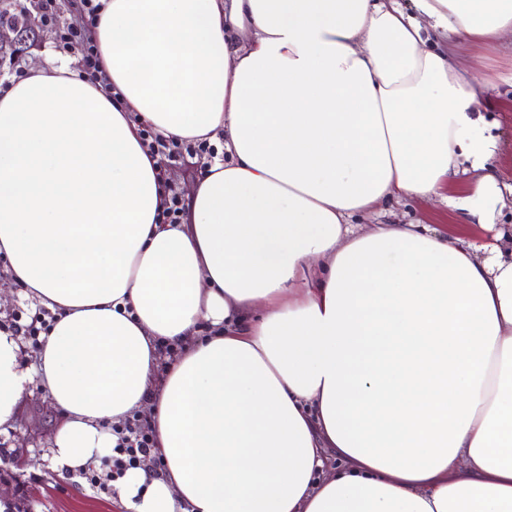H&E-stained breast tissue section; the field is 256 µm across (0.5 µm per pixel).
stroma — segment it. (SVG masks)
<instances>
[{
    "label": "stroma",
    "mask_w": 512,
    "mask_h": 512,
    "mask_svg": "<svg viewBox=\"0 0 512 512\" xmlns=\"http://www.w3.org/2000/svg\"><path fill=\"white\" fill-rule=\"evenodd\" d=\"M375 219L433 228L454 222L443 207L410 200L387 202ZM32 390L34 395L27 399L15 431L0 436V448L23 450L29 461L23 469L0 470V512H119L113 493L90 489L81 479H61L44 460L59 413L40 383H33Z\"/></svg>",
    "instance_id": "stroma-1"
}]
</instances>
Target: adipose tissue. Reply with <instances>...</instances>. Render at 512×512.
<instances>
[{
  "label": "adipose tissue",
  "mask_w": 512,
  "mask_h": 512,
  "mask_svg": "<svg viewBox=\"0 0 512 512\" xmlns=\"http://www.w3.org/2000/svg\"><path fill=\"white\" fill-rule=\"evenodd\" d=\"M101 2L111 91L51 51L0 90V255L56 317L32 368L0 330V434L40 382L64 478L148 411L120 512H512V250L348 223L502 211L489 79L446 38L497 49L512 0ZM146 127L224 146L181 223ZM382 208V212L375 216L366 219L354 217L351 219V223L369 224L380 221H398L401 223L429 224L427 226L431 228L449 226L455 223L454 218L448 214L446 209L431 203L392 200L387 202Z\"/></svg>",
  "instance_id": "1"
}]
</instances>
